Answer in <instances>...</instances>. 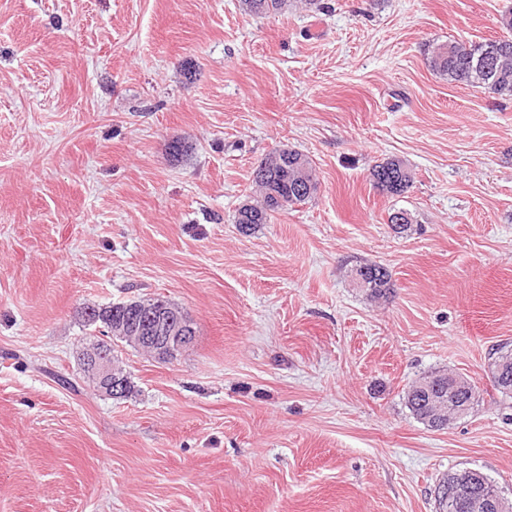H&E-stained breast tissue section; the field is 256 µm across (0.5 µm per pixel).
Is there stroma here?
I'll use <instances>...</instances> for the list:
<instances>
[{"instance_id": "stroma-1", "label": "stroma", "mask_w": 512, "mask_h": 512, "mask_svg": "<svg viewBox=\"0 0 512 512\" xmlns=\"http://www.w3.org/2000/svg\"><path fill=\"white\" fill-rule=\"evenodd\" d=\"M320 4L0 0V512H436L462 467L512 499L487 375L512 343V99L426 61L506 36L512 0ZM278 147L318 192L242 232ZM391 157L400 196L369 181ZM360 263L389 268L387 300ZM149 297L194 342L170 363L118 344L135 391L106 396L79 310ZM434 369L479 390L440 431L404 400ZM285 2V0H240V8L247 15H275L283 10ZM369 180L379 192L401 195L411 188L414 182L413 171L400 158H387L377 162L369 172ZM350 276L357 288L371 298H388L393 291L392 274L381 264L360 263L352 267Z\"/></svg>"}]
</instances>
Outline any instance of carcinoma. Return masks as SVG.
I'll list each match as a JSON object with an SVG mask.
<instances>
[{"label":"carcinoma","instance_id":"obj_1","mask_svg":"<svg viewBox=\"0 0 512 512\" xmlns=\"http://www.w3.org/2000/svg\"><path fill=\"white\" fill-rule=\"evenodd\" d=\"M285 0H240V8L247 15L265 16L280 13ZM428 66L451 84L484 87L501 97H512V38L474 43L454 39L436 45L427 57ZM369 180L382 193L401 195L414 182L413 171L400 158H387L372 166ZM252 182L259 195L239 207L235 223L251 230L257 224H267L273 214L285 212L296 204L317 194L319 178L310 159L290 149L281 155L274 153L263 158L252 172ZM350 276L363 292L376 299L389 297L393 291L392 274L377 263H361L352 267ZM80 315L87 326L99 324L106 329L122 325V313L106 307L84 306ZM488 367L501 371L492 376L495 389L512 395V344L506 342L489 353ZM450 373L434 370L416 380L405 393V404L411 415L428 425L429 411L434 399L448 396ZM455 402L474 408L477 386L469 382L453 394Z\"/></svg>","mask_w":512,"mask_h":512}]
</instances>
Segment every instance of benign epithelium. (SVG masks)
<instances>
[{"mask_svg": "<svg viewBox=\"0 0 512 512\" xmlns=\"http://www.w3.org/2000/svg\"><path fill=\"white\" fill-rule=\"evenodd\" d=\"M128 336L124 340L139 349L150 352L160 362L177 358V353L186 351L194 339V330L185 314L167 306L162 301H146L136 305V316L127 326ZM82 370L93 377L98 389L112 398H121L126 393V376L118 372L112 363L111 354L105 349H88L82 355ZM479 480V474L448 472V483L460 489ZM469 512H512V501L504 497L472 496L467 499Z\"/></svg>", "mask_w": 512, "mask_h": 512, "instance_id": "benign-epithelium-1", "label": "benign epithelium"}]
</instances>
